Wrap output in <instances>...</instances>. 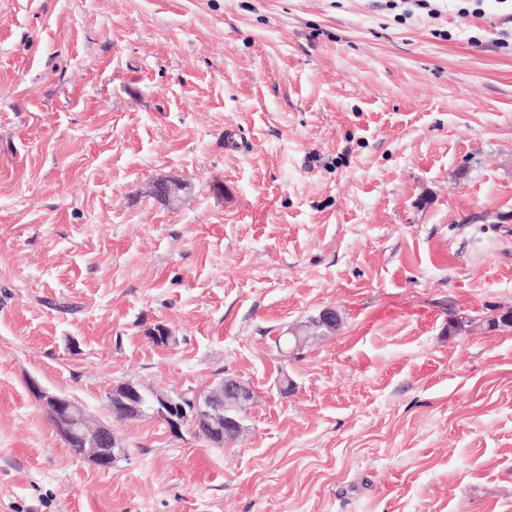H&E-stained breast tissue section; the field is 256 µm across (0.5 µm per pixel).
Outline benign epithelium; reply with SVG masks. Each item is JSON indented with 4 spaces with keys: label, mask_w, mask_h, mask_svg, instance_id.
<instances>
[{
    "label": "benign epithelium",
    "mask_w": 512,
    "mask_h": 512,
    "mask_svg": "<svg viewBox=\"0 0 512 512\" xmlns=\"http://www.w3.org/2000/svg\"><path fill=\"white\" fill-rule=\"evenodd\" d=\"M187 184L177 180H158L152 193L163 201H173ZM31 390L46 413L55 418L54 427L67 446L75 449L74 456L88 460L101 468H109L123 453L112 436L110 425L88 423L78 426L79 418L85 416L84 409L67 396L31 385ZM112 405L129 413L141 408L139 401L147 399L150 409L177 433L182 426L189 425L197 433L224 432L238 435L242 424L224 416L229 408L247 411L253 404L255 393L251 385L239 377L226 376L204 393L142 394L139 384L127 381L115 385L109 392Z\"/></svg>",
    "instance_id": "1"
}]
</instances>
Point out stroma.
I'll return each mask as SVG.
<instances>
[{
    "label": "stroma",
    "mask_w": 512,
    "mask_h": 512,
    "mask_svg": "<svg viewBox=\"0 0 512 512\" xmlns=\"http://www.w3.org/2000/svg\"><path fill=\"white\" fill-rule=\"evenodd\" d=\"M497 213L505 0H0V512H512ZM226 374L257 400L221 448L108 407ZM34 382L123 456L75 458Z\"/></svg>",
    "instance_id": "35a3bbf8"
}]
</instances>
